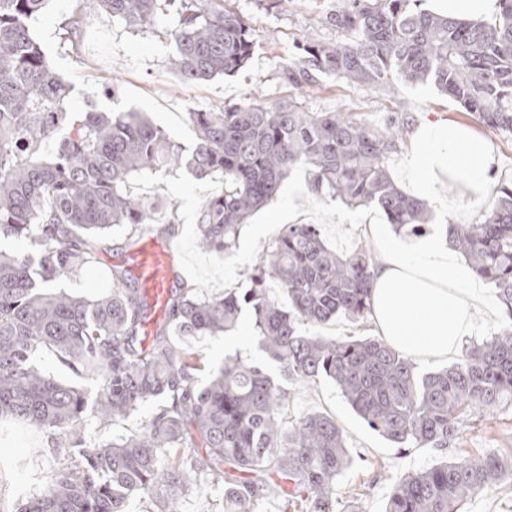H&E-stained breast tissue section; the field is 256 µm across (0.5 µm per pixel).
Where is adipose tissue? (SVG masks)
Masks as SVG:
<instances>
[{"label":"adipose tissue","instance_id":"ef3b65f1","mask_svg":"<svg viewBox=\"0 0 512 512\" xmlns=\"http://www.w3.org/2000/svg\"><path fill=\"white\" fill-rule=\"evenodd\" d=\"M424 8L461 21H488L501 12L500 0H425ZM494 165L484 136L460 122L439 120L414 132L403 170L412 197L452 213L459 198L478 203L488 196ZM370 304L378 335L420 362L462 357L479 328L476 312L490 317L496 310L440 230L388 239L376 260Z\"/></svg>","mask_w":512,"mask_h":512}]
</instances>
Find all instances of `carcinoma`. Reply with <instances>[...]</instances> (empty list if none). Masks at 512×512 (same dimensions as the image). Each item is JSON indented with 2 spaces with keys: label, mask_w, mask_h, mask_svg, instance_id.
Segmentation results:
<instances>
[{
  "label": "carcinoma",
  "mask_w": 512,
  "mask_h": 512,
  "mask_svg": "<svg viewBox=\"0 0 512 512\" xmlns=\"http://www.w3.org/2000/svg\"><path fill=\"white\" fill-rule=\"evenodd\" d=\"M420 0H338L326 17L341 38L307 39L283 69L298 86L325 75L384 90L391 81L432 84L487 127L512 133V0L499 18L464 22L425 11ZM45 0H0V238L40 230L38 260L0 252V422L20 423L70 455L42 491L13 512H126L144 497L155 512H180L199 475L224 486V512H256L274 496L292 512H333L352 457L336 420L291 417L287 385L336 383L367 425L401 448H446L463 425L512 402V179L503 180L482 222L451 224L448 235L475 275L492 283L507 321L448 368L419 374L378 338L340 340L320 329L370 314L375 253L364 243L341 254L316 224H289L248 270L251 288L205 297L181 283L166 317L144 336L149 305L129 269H110V290L94 299L48 284L96 262L115 227L135 236L160 223L130 190L142 173L185 168L222 189L202 203L198 245L224 253L241 228L277 196L295 168L313 193L347 206H373L396 230L422 232L428 208L391 176L405 122L383 127L351 112H308L295 99L189 112L197 136L185 155L142 112H99L71 104V84L48 65L35 34ZM131 29L160 12L175 16L180 81L203 83L245 67L255 31L224 0H96ZM86 18L62 23L82 40ZM252 312L273 377L227 355L197 384L202 358L172 340L220 336ZM311 332L300 329L302 325ZM45 349L91 387L64 383L33 364ZM154 403L151 419L118 442L86 446L85 421L100 427ZM512 455L460 454L395 482L385 512H461L464 501L504 480Z\"/></svg>",
  "instance_id": "carcinoma-1"
}]
</instances>
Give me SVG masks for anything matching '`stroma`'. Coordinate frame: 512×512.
Wrapping results in <instances>:
<instances>
[{"label":"stroma","mask_w":512,"mask_h":512,"mask_svg":"<svg viewBox=\"0 0 512 512\" xmlns=\"http://www.w3.org/2000/svg\"><path fill=\"white\" fill-rule=\"evenodd\" d=\"M270 2L226 0L227 7L244 16L254 28L256 51L237 73L201 84L182 83L171 69L176 49L175 21L163 13L137 32L99 12L95 0H47L36 31L50 66L72 85L74 107L91 103L102 112L146 113L187 154L196 145L188 112H208L240 103L247 96L264 102L292 97L306 111L351 112L373 125L384 124L389 116L400 112L417 123L448 118L465 123L492 142L498 166L495 180L512 177V134L482 125L433 86L397 82L391 91L378 93L364 87L351 88L327 76L299 87L289 85L281 71L293 57L297 40L305 36L337 39L335 28L325 22L337 2L291 0L285 8L271 7ZM78 3L83 6L87 25L82 42L75 47L63 40L60 25ZM106 84L114 87V95H103ZM308 182L307 172L295 169L278 197L251 217L235 247L222 254L199 248L195 237L201 205L215 191V184L198 183L181 168L140 175L132 180L131 187L142 199L163 198L176 205L173 231L155 230L151 236L171 245L183 282L193 285L199 295L216 296L228 289L241 292L248 288V269L271 249L285 225H318L326 243L340 252L370 241L366 222L378 218V211L371 207L349 208L318 196L311 192ZM140 242V237H127L124 229L114 228L92 273L61 278L54 282V289L86 298L104 294L102 271L126 262ZM179 342L190 346L210 368L220 366L226 355L237 354L270 374L278 372L276 362L260 349L254 337L247 309L242 310L229 337L183 336ZM287 411L296 416L322 412L335 418L355 458L354 465L339 479L338 498L354 502L358 512H384L386 495L395 481L408 472L438 463L442 457L512 450V406L508 404L464 425L457 444L444 453L433 448L396 447L367 426L328 378L296 387ZM64 455V449L50 447L44 435L20 429L0 432V463L15 464L7 477L0 479V504L13 510L36 495ZM180 510L224 512L223 486L198 478L182 494Z\"/></svg>","instance_id":"obj_1"}]
</instances>
